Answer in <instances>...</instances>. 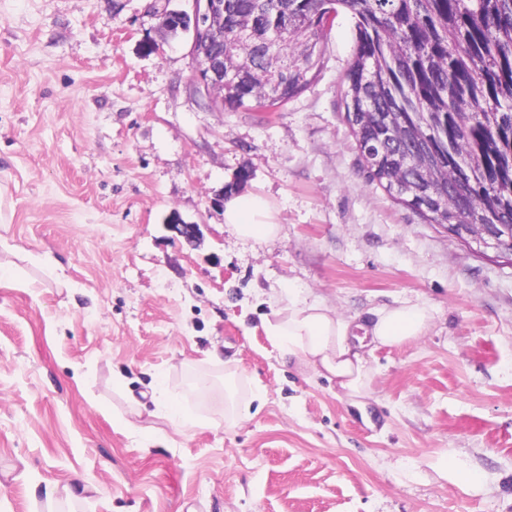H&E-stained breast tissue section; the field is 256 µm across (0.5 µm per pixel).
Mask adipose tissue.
<instances>
[{
  "label": "adipose tissue",
  "instance_id": "obj_1",
  "mask_svg": "<svg viewBox=\"0 0 512 512\" xmlns=\"http://www.w3.org/2000/svg\"><path fill=\"white\" fill-rule=\"evenodd\" d=\"M224 222L238 238L255 242L272 238L280 230L269 201L254 193L230 196L224 204ZM432 319L429 306L414 303L375 311L372 320L359 327L319 298L291 292L265 322L264 330L281 352L299 358L315 373L335 381L347 397L358 399L366 396L376 372L366 349L416 340ZM358 327L364 332L360 342L354 334Z\"/></svg>",
  "mask_w": 512,
  "mask_h": 512
}]
</instances>
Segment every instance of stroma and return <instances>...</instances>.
<instances>
[{"instance_id": "1", "label": "stroma", "mask_w": 512, "mask_h": 512, "mask_svg": "<svg viewBox=\"0 0 512 512\" xmlns=\"http://www.w3.org/2000/svg\"><path fill=\"white\" fill-rule=\"evenodd\" d=\"M168 6L192 8L0 0V512H512V262L369 182L340 103L352 21L282 108L217 112ZM233 184L274 240L225 224ZM290 290L434 318L374 352L354 405L266 336ZM449 451L480 489L439 477ZM224 222L238 238L255 242L272 238L280 230L269 201L254 193L230 196L224 203ZM163 224L177 236L184 239L188 244H194L201 233L199 224L185 221L178 213L173 212L168 214Z\"/></svg>"}]
</instances>
